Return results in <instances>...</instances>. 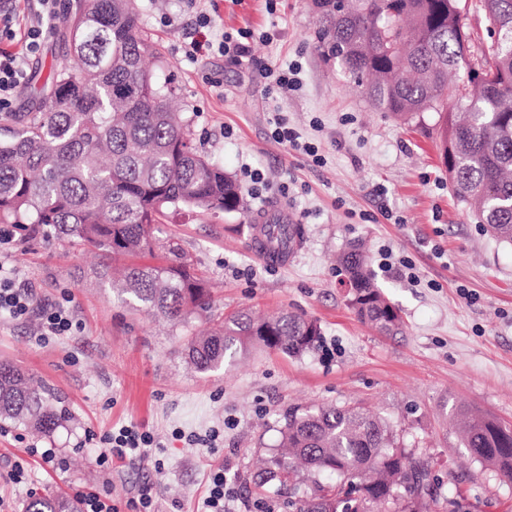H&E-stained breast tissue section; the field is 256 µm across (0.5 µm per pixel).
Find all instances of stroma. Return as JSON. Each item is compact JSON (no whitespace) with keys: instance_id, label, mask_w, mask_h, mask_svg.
<instances>
[{"instance_id":"35a3bbf8","label":"stroma","mask_w":512,"mask_h":512,"mask_svg":"<svg viewBox=\"0 0 512 512\" xmlns=\"http://www.w3.org/2000/svg\"><path fill=\"white\" fill-rule=\"evenodd\" d=\"M140 24L157 54L158 80H173L192 120L193 142L237 182L243 211L181 209L157 225L161 244H176L211 288V309L175 325L118 301L99 275L92 246L0 235L43 305L69 298L81 328L38 344L37 317L0 319V362L8 361L49 386L72 418L50 436L0 420V502L22 512L29 497L51 487L108 490L120 512H135L152 486L156 512H205L212 472L223 469L226 512H292L310 483L258 486L253 477L272 454L278 428L293 407L363 406L385 418L404 444L429 462L443 491L460 490L470 512H512V483L471 460L451 421L453 407L478 410L512 425V246L484 232L459 204L435 146L436 113L403 122L378 112L362 88L325 56L312 0H136ZM207 11L220 28L271 33L255 42V64L215 54L191 63L184 45L196 16ZM35 55L17 109L35 107L37 83L65 61L59 18ZM299 61L300 88L267 94L258 64ZM318 146L322 164L277 144L274 114ZM269 185L253 196L245 168ZM282 204L301 226L305 248L291 266L274 269L249 250L251 217ZM364 243L371 262L382 250L410 258L419 277L409 283L378 272L384 294L400 308L402 335L361 324L347 305L348 287L336 257ZM293 312L316 320L315 349L289 357L262 349L209 374L196 373L184 347L193 334L239 309ZM149 432L151 459L114 461L102 471L101 440L124 425ZM219 430L213 446L191 445L187 433ZM57 449L64 463L44 464L39 451ZM26 461L28 479L11 483V462Z\"/></svg>"}]
</instances>
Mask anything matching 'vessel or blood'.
<instances>
[{"label":"vessel or blood","instance_id":"obj_1","mask_svg":"<svg viewBox=\"0 0 512 512\" xmlns=\"http://www.w3.org/2000/svg\"><path fill=\"white\" fill-rule=\"evenodd\" d=\"M288 214L280 207H271L257 215L250 226L252 253L269 266L287 268L304 246L302 235H295L289 245H280L276 239L278 224L287 222Z\"/></svg>","mask_w":512,"mask_h":512}]
</instances>
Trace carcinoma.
<instances>
[{
  "label": "carcinoma",
  "instance_id": "obj_1",
  "mask_svg": "<svg viewBox=\"0 0 512 512\" xmlns=\"http://www.w3.org/2000/svg\"><path fill=\"white\" fill-rule=\"evenodd\" d=\"M498 40L465 29L461 0H313L320 42L343 72L365 87L373 107L401 120L439 117V151L457 201L500 242L512 245V0H483ZM76 65L53 69L41 105L19 128L0 116V223L41 228L67 242L97 246L103 257L152 256V225L169 210L232 213L242 208L236 182L197 150L191 119L174 111L178 94L145 67L144 32L132 0H73L62 15ZM467 81L448 104V76ZM160 265H125L112 290L123 301L172 322L209 306L205 282L174 245ZM349 307L380 334H403L400 310L375 282L366 251L338 258ZM321 328L303 315L260 317L249 309L185 345L188 363L208 374L261 347L296 356L316 346ZM470 457L512 481V428L464 408ZM51 435L68 409L24 371L0 362V419ZM279 451L256 481L281 486L302 474H336L313 483L295 512H460L438 492L428 461L397 441L389 423L361 406L288 411ZM23 512H78L54 490L29 498Z\"/></svg>",
  "mask_w": 512,
  "mask_h": 512
}]
</instances>
